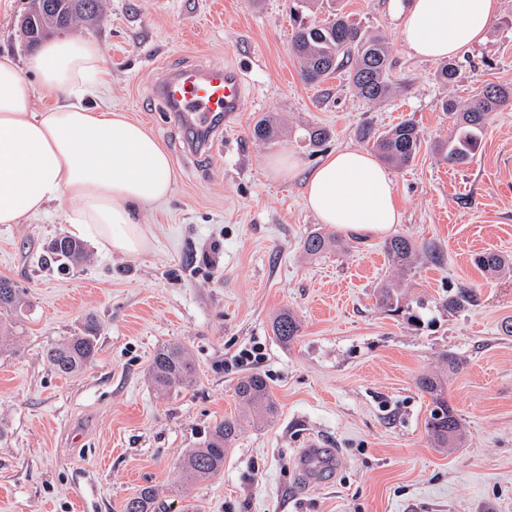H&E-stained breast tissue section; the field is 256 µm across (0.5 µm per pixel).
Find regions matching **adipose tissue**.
<instances>
[{
  "instance_id": "obj_1",
  "label": "adipose tissue",
  "mask_w": 512,
  "mask_h": 512,
  "mask_svg": "<svg viewBox=\"0 0 512 512\" xmlns=\"http://www.w3.org/2000/svg\"><path fill=\"white\" fill-rule=\"evenodd\" d=\"M415 56L450 59L483 39L498 0H390ZM104 48L93 38L46 41L24 61L0 55V224L59 205L69 234L125 256L148 252L139 210L165 203L178 173L142 122L98 102ZM52 98L39 108L38 97ZM304 202L341 232L382 236L399 223L388 170L360 149L337 150L307 172Z\"/></svg>"
}]
</instances>
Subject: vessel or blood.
<instances>
[{"label":"vessel or blood","mask_w":512,"mask_h":512,"mask_svg":"<svg viewBox=\"0 0 512 512\" xmlns=\"http://www.w3.org/2000/svg\"><path fill=\"white\" fill-rule=\"evenodd\" d=\"M156 93L177 123L210 140L216 139L218 126L241 111L245 99L239 72L221 64L164 73Z\"/></svg>","instance_id":"vessel-or-blood-1"}]
</instances>
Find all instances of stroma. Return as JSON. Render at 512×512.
<instances>
[{"label":"stroma","instance_id":"obj_1","mask_svg":"<svg viewBox=\"0 0 512 512\" xmlns=\"http://www.w3.org/2000/svg\"><path fill=\"white\" fill-rule=\"evenodd\" d=\"M29 0H0V54L24 59L18 31ZM95 26L110 85L106 100L145 123L178 172L173 196L138 214L151 249L136 257L89 247L85 263L61 268L46 254L66 233L59 206L26 224L0 225V277L28 303L12 355L0 356V512H119L145 486L156 512H504L512 505V269L487 274L475 264L493 250L512 258V107L492 113L472 161L448 165L434 149L452 127L443 99L467 100L486 84L512 86V0H500L498 26L456 59L454 84L438 62L411 55L390 0H342L350 18L385 38L393 96L359 98L345 71L312 86L299 76L291 30L293 0H105ZM196 63L240 70L241 112L212 153L189 151L188 130L170 125L153 95L160 71ZM268 118L281 134L252 135ZM412 120L421 148L392 169L402 212L393 232L433 248L436 261L403 280L410 299L431 303L426 324L384 312L375 288L393 271L384 240L340 233L341 247L306 255L320 230L303 203L302 173L329 152L372 145L364 123L382 132ZM328 129L320 146L309 127ZM293 155L300 177L271 174L268 157ZM213 253V264L203 257ZM461 288L475 302L450 312L439 299ZM302 330L291 345L273 335L282 310ZM99 324L93 363L57 374L46 349ZM184 344L195 383L158 395L147 377L155 351ZM261 344L253 370L278 403L275 422L244 424L212 477L185 484L179 457L209 428L240 415L234 394L248 367L231 362ZM457 360L448 369L446 357ZM448 374V404L465 427L460 448L434 447L425 429V373ZM318 438L321 467L295 458Z\"/></svg>","mask_w":512,"mask_h":512}]
</instances>
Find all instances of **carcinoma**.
I'll return each instance as SVG.
<instances>
[{
	"label": "carcinoma",
	"instance_id": "cac0c4a2",
	"mask_svg": "<svg viewBox=\"0 0 512 512\" xmlns=\"http://www.w3.org/2000/svg\"><path fill=\"white\" fill-rule=\"evenodd\" d=\"M297 3L308 8L318 5L327 14L320 22L301 23L293 29L292 45L301 62L303 81L317 85L344 69L348 71L354 90L360 97L370 102L387 100L393 91L390 80L392 62L387 42L362 30L336 6V0H297ZM42 4L43 12L28 14V24L21 30L29 46L79 24H92L100 18L103 10L102 0H42ZM507 106H512V87L500 84L484 87L464 105L453 98L443 101L442 109L448 113L453 130L448 142L437 145L436 151L452 166L468 164L481 143L489 114ZM253 135L261 140H272L277 135V128L271 120L262 119L254 125ZM360 136L367 142H373L379 157L393 166L410 163L421 143L419 131L410 120L381 133L366 125L360 130ZM327 242L328 238L323 233L311 232L304 240V249L315 255L325 249ZM384 252L389 264L402 277L413 274L424 260L435 258V251L430 247L405 236L388 239ZM48 253L71 266L84 262L87 257L84 244L65 235L50 242ZM476 264L492 273L508 265L509 260L495 251H489L479 255ZM375 298L377 305L387 312H404L408 314V320L414 323L423 321L421 310L426 308L425 302L418 299L415 305H410L398 280L380 282L375 290ZM473 300L472 291L461 288L441 300V306L455 311ZM24 305V293L16 288L11 279L0 277L1 355L14 353L17 334L14 317L21 313ZM271 328L278 341L290 345L300 336L301 325L292 312L284 310L273 318ZM98 330L97 320L87 318L78 332L47 351L51 367L62 375H75L90 365L97 354ZM195 373L190 352L182 344L160 348L149 367V378L161 394L190 386ZM447 383V379L438 375L423 374L417 378L418 389L430 397L425 429L434 447L459 448L464 442V425L448 406ZM235 394L248 408L249 415L215 423L202 444L188 450L180 459L178 470L183 480H200L220 472L224 468V458L242 429V423H269L275 418L277 404L262 373L253 372L239 379ZM158 496L156 488L143 487L121 503L120 512H155Z\"/></svg>",
	"mask_w": 512,
	"mask_h": 512
}]
</instances>
